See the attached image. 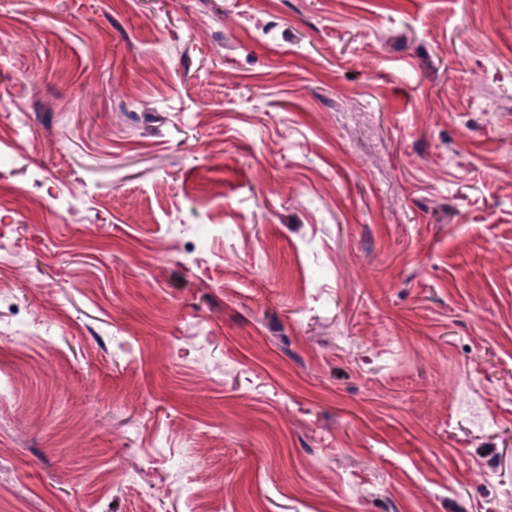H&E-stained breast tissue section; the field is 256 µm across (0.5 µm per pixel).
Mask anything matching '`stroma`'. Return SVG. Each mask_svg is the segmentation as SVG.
Wrapping results in <instances>:
<instances>
[{
  "label": "stroma",
  "instance_id": "35a3bbf8",
  "mask_svg": "<svg viewBox=\"0 0 512 512\" xmlns=\"http://www.w3.org/2000/svg\"><path fill=\"white\" fill-rule=\"evenodd\" d=\"M0 512H512L506 0H0Z\"/></svg>",
  "mask_w": 512,
  "mask_h": 512
}]
</instances>
